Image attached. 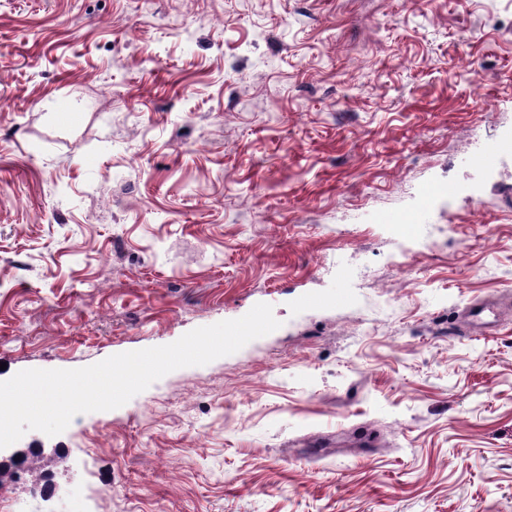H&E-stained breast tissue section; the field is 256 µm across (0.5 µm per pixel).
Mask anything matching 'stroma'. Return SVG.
<instances>
[{
  "instance_id": "1",
  "label": "stroma",
  "mask_w": 512,
  "mask_h": 512,
  "mask_svg": "<svg viewBox=\"0 0 512 512\" xmlns=\"http://www.w3.org/2000/svg\"><path fill=\"white\" fill-rule=\"evenodd\" d=\"M507 140L512 0H0V380L281 323L0 506L512 512Z\"/></svg>"
}]
</instances>
